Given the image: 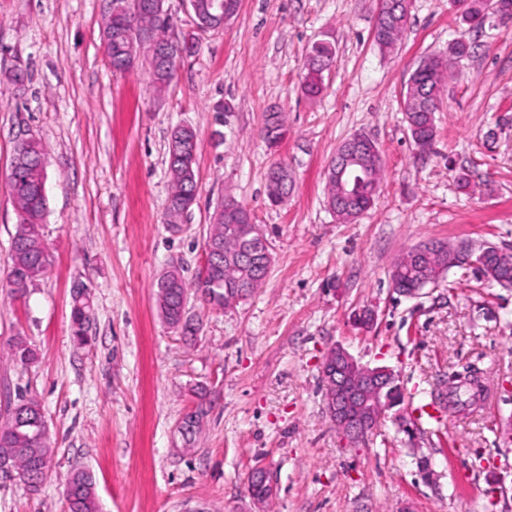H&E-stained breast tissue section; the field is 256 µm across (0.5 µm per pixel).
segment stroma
<instances>
[{"instance_id":"stroma-1","label":"stroma","mask_w":512,"mask_h":512,"mask_svg":"<svg viewBox=\"0 0 512 512\" xmlns=\"http://www.w3.org/2000/svg\"><path fill=\"white\" fill-rule=\"evenodd\" d=\"M164 7L194 50L160 92L146 59L113 73L111 0H0V407L37 399L52 458L39 491L0 477V512H67L77 468L92 473L100 512H512V443L500 433L512 417V288L461 268L412 297L389 284L397 257L424 242L512 250V22L470 31L452 0H411L398 49L384 54L377 0H240L234 21L206 32L185 0ZM461 36L474 49L438 104L432 151L419 154L402 94L424 56ZM321 39L336 65L310 98L306 55ZM19 69L27 78L12 84ZM272 110L288 121L274 149L258 135ZM180 126L197 134L199 194L177 235L166 200ZM355 133L376 143L384 176L372 207L345 224L324 203V173ZM31 136L46 148L52 263L19 298L6 280L17 224L7 176ZM277 165L292 188L274 205ZM228 195L250 211L271 270L227 309L189 295L199 331L187 343L162 319L157 283L174 264L187 281L200 276ZM80 283L92 307L82 345L70 323ZM365 309L376 316L369 330L355 324ZM16 336L35 361L11 358ZM336 344L394 369L404 388L399 414L357 443L325 413L321 363ZM467 365L490 389L480 408L439 423L421 416L440 381ZM199 384L211 408L187 450L178 426ZM258 464L276 485L264 508L247 493ZM291 180L288 174V171L281 167L275 166L268 173V185H267V195L272 204H278L283 201V199L288 196V191L290 189ZM283 187L284 189V198L280 199L279 188Z\"/></svg>"}]
</instances>
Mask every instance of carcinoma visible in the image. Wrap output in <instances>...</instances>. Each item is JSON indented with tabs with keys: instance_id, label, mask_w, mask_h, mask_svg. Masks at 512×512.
<instances>
[{
	"instance_id": "1",
	"label": "carcinoma",
	"mask_w": 512,
	"mask_h": 512,
	"mask_svg": "<svg viewBox=\"0 0 512 512\" xmlns=\"http://www.w3.org/2000/svg\"><path fill=\"white\" fill-rule=\"evenodd\" d=\"M465 6L459 10L461 24L470 29H481L487 20V0H464ZM409 15L400 12H387L376 17L374 41L383 53L394 51L407 26ZM114 26L105 22V35L108 38L107 54L112 70L126 72L121 52L112 40ZM172 23L162 22L152 10L145 7L132 20V32L148 41L166 47L171 36ZM469 41L458 38L448 43L444 53L429 55V62L416 70L409 81L404 98L412 99L411 139L416 148L425 153L432 149L437 130L435 112L428 104L437 102L446 85L447 71L456 60L471 53ZM336 59L335 46L330 43H315L306 60L307 74L303 91L311 97L318 96L323 89L326 64ZM175 80V73L165 65L152 68L151 81L155 88L162 90ZM288 133L286 117L281 112H268L264 115L259 134L268 147L281 144ZM196 138L189 127L176 129L168 146L171 192L167 200V223L180 224L184 216V204L196 200L198 179L196 173L197 155L177 150L178 142ZM45 159L40 141L29 138L15 148L14 170L10 171L8 187L15 203L18 222L12 241L11 262L7 272V283L16 296H24L36 286L50 266L51 257L44 244L42 226L46 215V198L39 191L42 178L41 162ZM360 163L372 176V181L361 184L349 202V210L342 217L345 223L358 218L374 203L376 186L383 178V163L379 150L367 152L359 157ZM291 185L288 171L275 166L268 173L267 195L271 203L278 204L279 189L289 191ZM254 224L247 208L234 198L222 202L214 216V224L207 241L220 248L216 263L211 266L206 277L192 283L186 282L179 270H170L157 283L158 304L165 322L185 336H194L198 331L194 320L187 315L185 299L188 289L195 290L204 303L214 307L225 306L227 290L232 289L245 300L262 284L267 276L271 259L246 253L252 238ZM470 248L468 243H460L440 254L434 251H421L413 248L400 255L390 272L391 287L400 293L423 284L425 276H441L459 266V255ZM91 305L87 297L76 292L71 309L73 336L85 342L84 333L91 320ZM11 357L22 364L33 360L34 353L26 339L16 336L8 343ZM196 411L184 421L187 428V442L200 430L198 421L209 411L206 394L197 393ZM48 452L46 436L28 426H20L9 417L0 423V457H11L14 473L24 480L28 487L36 491L43 482L34 469V456ZM71 488L69 497L70 512H98L95 482L87 470H77L67 481Z\"/></svg>"
}]
</instances>
